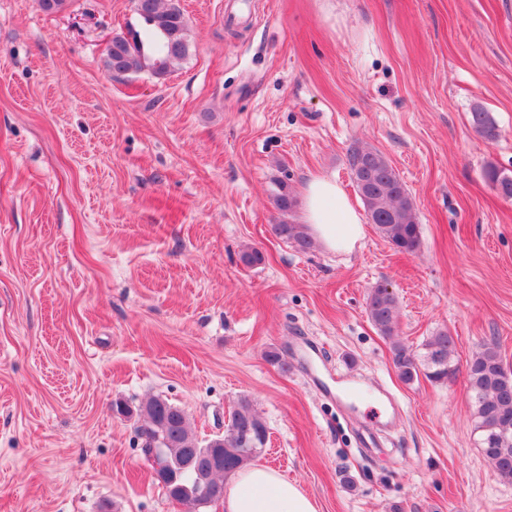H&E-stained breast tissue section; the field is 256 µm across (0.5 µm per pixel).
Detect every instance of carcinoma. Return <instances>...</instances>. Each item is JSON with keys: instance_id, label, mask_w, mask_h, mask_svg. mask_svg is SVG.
Returning <instances> with one entry per match:
<instances>
[{"instance_id": "carcinoma-1", "label": "carcinoma", "mask_w": 512, "mask_h": 512, "mask_svg": "<svg viewBox=\"0 0 512 512\" xmlns=\"http://www.w3.org/2000/svg\"><path fill=\"white\" fill-rule=\"evenodd\" d=\"M148 18H140V29H130L112 38V52L105 54L104 66L112 77L124 76L144 67L163 76L170 65L188 56V22L178 0H152ZM473 130L484 140L499 136L490 113L481 107L470 113ZM351 174L356 189L379 235L398 252L414 254L420 248L418 224L412 200L405 184L387 158L378 150L359 148L351 158ZM485 177L500 196L512 199V176L493 165ZM272 233L305 251L312 239L304 224L281 221L272 225ZM366 312L372 325L389 341L392 366L398 378L410 384L424 375L445 383L455 374L452 360L456 353L454 337L446 330L436 332L423 343V356L399 339L396 300L388 287L370 288ZM468 392L480 431L479 449L484 459L504 480H512V377L505 376L495 344H483L467 365ZM143 419L140 436L161 446L172 469L164 477L166 491H174L176 501L198 507L207 504L200 495L204 483L222 484L238 469L258 457L256 448L267 443V427L243 397L229 414V424L215 447L224 449V468L205 470L200 461V441L192 433L187 415L167 400L154 397L138 409Z\"/></svg>"}]
</instances>
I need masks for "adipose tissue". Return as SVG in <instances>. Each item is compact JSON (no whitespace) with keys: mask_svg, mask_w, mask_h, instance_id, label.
Returning a JSON list of instances; mask_svg holds the SVG:
<instances>
[{"mask_svg":"<svg viewBox=\"0 0 512 512\" xmlns=\"http://www.w3.org/2000/svg\"><path fill=\"white\" fill-rule=\"evenodd\" d=\"M302 220L333 252L351 251L363 224L335 178H311L303 196ZM224 512H318L297 483L259 465L243 467L224 487Z\"/></svg>","mask_w":512,"mask_h":512,"instance_id":"obj_1","label":"adipose tissue"}]
</instances>
